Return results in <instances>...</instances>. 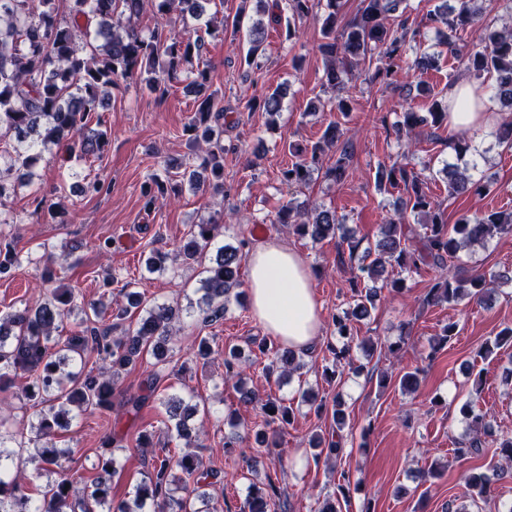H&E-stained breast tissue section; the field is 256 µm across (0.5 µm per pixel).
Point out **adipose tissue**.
Instances as JSON below:
<instances>
[{"instance_id": "1", "label": "adipose tissue", "mask_w": 512, "mask_h": 512, "mask_svg": "<svg viewBox=\"0 0 512 512\" xmlns=\"http://www.w3.org/2000/svg\"><path fill=\"white\" fill-rule=\"evenodd\" d=\"M249 306L268 335L283 344L309 348L321 332L320 308L303 257L275 243L248 255Z\"/></svg>"}]
</instances>
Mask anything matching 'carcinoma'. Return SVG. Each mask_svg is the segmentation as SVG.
I'll return each instance as SVG.
<instances>
[{
  "instance_id": "obj_1",
  "label": "carcinoma",
  "mask_w": 512,
  "mask_h": 512,
  "mask_svg": "<svg viewBox=\"0 0 512 512\" xmlns=\"http://www.w3.org/2000/svg\"><path fill=\"white\" fill-rule=\"evenodd\" d=\"M65 12L59 14L55 0H0V141L12 142L0 149V207L7 198L22 189L31 190L36 208H53L40 195L36 184V168L44 160L43 151L51 144H65L69 155L84 160L98 159L108 144L105 120L99 114L107 100V90L119 89L121 83L139 80L159 90L173 83H186L193 96L196 110L188 130L202 152L198 166H186L175 176L153 175L142 186L145 207L152 208L164 197V183L186 184L196 191L224 192V104L212 89L210 70L202 61L208 37L224 27L225 19L206 13L200 0H64ZM487 0H440L435 9L423 16L417 27L410 29L407 21L412 11L409 0H361L356 14L345 19L343 0H258L269 12L271 20L281 26L286 40L296 37V22L311 15L320 22L322 41L319 51L326 60L324 86L334 93L331 108L343 116L353 111L355 99L347 87L345 75L368 61L378 65L372 79L390 82L401 64L407 62V45L417 41L421 29H446L444 45L448 54L456 57L464 70L475 79L489 77L491 99L512 110V26L486 30L479 42L468 49L457 43V31L480 29L484 3ZM151 6L157 18L167 22L173 13L190 17L195 27L188 34L158 28L143 35L138 20L146 6ZM265 40L264 29L249 30L248 49L244 64L251 70L258 65V54ZM418 95L428 99L426 112H418L408 103L392 125L397 140L425 127L436 130L448 127L449 106L439 99V93L425 83L416 85ZM251 112H264L275 117L283 110L280 89L255 97L247 104ZM97 128L90 129L91 118ZM494 136L496 142L512 149V114L502 118ZM457 162H444L442 171L448 180V195L489 194L491 184L472 178L477 169V152L471 151L463 135L451 139ZM336 148L335 161L326 168L324 177L336 183L349 175V144L337 121L330 122L319 141L311 148L299 149V159L284 168L281 181L289 186H306L317 170L320 155ZM471 159H465V156ZM378 189L399 190L393 202L394 218L380 226L379 238L356 256L360 242L344 232L345 224L336 212L320 209L307 200L292 199L268 216L271 224H287L293 232L318 244L331 237L336 239L338 256L349 255V308L332 315L338 340L328 339L325 352L332 367L323 376L332 381L345 369L354 374L364 371L355 365L353 346L365 350L368 356L384 353L396 356L404 339L395 342L359 337L351 322L371 317L381 300L384 288L400 293L405 289L402 273L433 271L434 283L424 301L428 305L453 306L467 298L478 304L493 299L499 281L512 282V272L505 271L490 278L473 264L475 248H485L494 240L512 237V210L476 211L448 224L442 203L423 189V180L407 163H378L375 174ZM417 217L419 228L407 223ZM223 218L210 217L189 226L183 242L172 253H158L147 261L150 272L166 269L165 263L183 266L201 265L195 302L202 322L213 325L224 319L230 302L242 303L239 291V271L247 256V243L221 247L216 256L206 260L207 252L220 234ZM20 264L19 254L10 246L0 249V277H9ZM397 272L383 278L388 270ZM382 286H376L379 279ZM120 293L126 304L117 306L113 318L117 322L99 325L98 303L77 305L70 288L52 289L39 303L26 305L0 316V391L8 389L17 376H25L26 386L21 397L37 407V425L33 426L36 455L32 461L36 470L57 475L54 484L41 491L30 482L19 483L3 478L5 472L19 466L21 447L17 437L23 435L12 428L8 417L0 414V512H215L209 488L218 483L220 472L203 468L191 451L173 454L153 452L150 467L142 474L134 496L118 503L111 498V477L116 474V453L127 448L124 437L114 432L103 438L98 452V476L89 483L61 464L65 451L57 447V434L69 427L72 409H93L101 413L112 411V396L121 372L149 356L157 371L148 374L140 392L129 395L124 408L139 413L155 396L159 372L175 356L173 328L190 312L179 305L150 303L127 282ZM81 309L83 329L67 336L60 327L76 309ZM136 309L139 318L134 327L121 336L113 335L129 310ZM457 324L450 322L430 340L427 358H434L456 335ZM250 343L268 360L265 374L278 378L304 368L303 358L312 354L306 350L281 349L276 342L263 336ZM512 346V326L501 328L486 340L480 349L485 357ZM192 357L207 359L213 353L209 337L198 336L190 347ZM88 352L96 353L103 365L97 371H84L80 365ZM244 349L232 346L224 349V380L233 382L239 390L240 402L260 404L264 415L261 428L247 436L255 452L269 448L268 431H277L290 424L294 409L284 398L260 400L243 384ZM482 375L473 379L469 400L462 413L469 435L457 442L453 455L459 460L481 456L489 444H495V454L505 461L495 469L512 466V436L493 437L488 414L478 408L482 390ZM167 421L172 423L176 438L188 439L194 432L192 419L197 406L171 395L160 399ZM332 419L335 429L327 435H316L311 441L308 461L314 466L337 461L344 453L346 422L345 403L336 394ZM353 473L342 470L336 490L327 495L314 512H341V503L348 502ZM471 496L485 497L491 488V478L484 472L470 471L464 475ZM282 497L272 479L262 485L254 482L246 488L240 512H271Z\"/></svg>"
}]
</instances>
